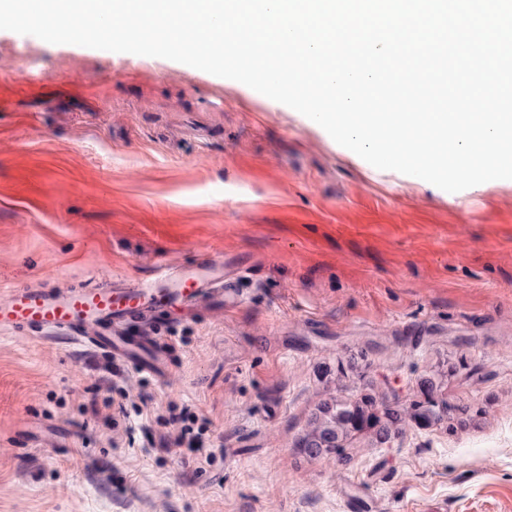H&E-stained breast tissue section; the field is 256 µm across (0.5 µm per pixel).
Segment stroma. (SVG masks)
Masks as SVG:
<instances>
[{"label":"stroma","instance_id":"stroma-1","mask_svg":"<svg viewBox=\"0 0 512 512\" xmlns=\"http://www.w3.org/2000/svg\"><path fill=\"white\" fill-rule=\"evenodd\" d=\"M205 259L237 298L156 310L159 376L0 329V512H512V180L449 193L237 81L0 30V285ZM426 377L465 413L297 449L322 399Z\"/></svg>","mask_w":512,"mask_h":512}]
</instances>
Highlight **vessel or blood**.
<instances>
[{"instance_id": "1", "label": "vessel or blood", "mask_w": 512, "mask_h": 512, "mask_svg": "<svg viewBox=\"0 0 512 512\" xmlns=\"http://www.w3.org/2000/svg\"><path fill=\"white\" fill-rule=\"evenodd\" d=\"M224 297L223 264L163 267L155 278L55 295L17 286L0 290V328L59 334L156 376L161 358L140 331L155 308Z\"/></svg>"}]
</instances>
